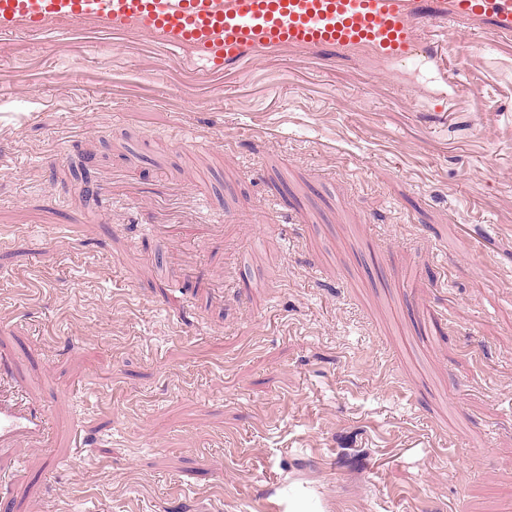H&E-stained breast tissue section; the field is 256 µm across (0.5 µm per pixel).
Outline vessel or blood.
<instances>
[{
  "label": "vessel or blood",
  "mask_w": 512,
  "mask_h": 512,
  "mask_svg": "<svg viewBox=\"0 0 512 512\" xmlns=\"http://www.w3.org/2000/svg\"><path fill=\"white\" fill-rule=\"evenodd\" d=\"M63 19L149 34L168 48L221 57L243 68L255 56L286 51L336 56L364 50L398 64L417 58L454 82L445 60L455 39H512V0H0V36L52 28ZM152 232L183 245L210 239L212 224H155ZM0 355V458L19 441L41 442L46 421L10 381Z\"/></svg>",
  "instance_id": "1"
}]
</instances>
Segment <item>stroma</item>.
Masks as SVG:
<instances>
[{"instance_id": "obj_1", "label": "stroma", "mask_w": 512, "mask_h": 512, "mask_svg": "<svg viewBox=\"0 0 512 512\" xmlns=\"http://www.w3.org/2000/svg\"><path fill=\"white\" fill-rule=\"evenodd\" d=\"M448 68L452 109L359 53L0 40V354L50 427L0 512H512V43ZM152 224L149 229L154 234L176 239L181 245H194L210 239L220 224Z\"/></svg>"}]
</instances>
